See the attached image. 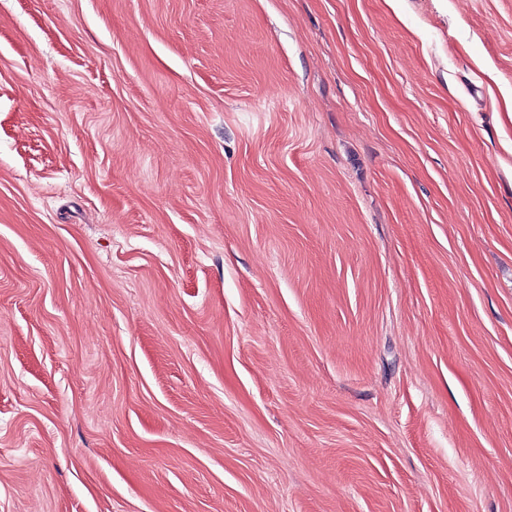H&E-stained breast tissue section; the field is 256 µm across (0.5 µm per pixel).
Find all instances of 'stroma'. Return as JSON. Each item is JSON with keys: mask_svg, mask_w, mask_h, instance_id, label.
<instances>
[{"mask_svg": "<svg viewBox=\"0 0 512 512\" xmlns=\"http://www.w3.org/2000/svg\"><path fill=\"white\" fill-rule=\"evenodd\" d=\"M512 0H0V512H512Z\"/></svg>", "mask_w": 512, "mask_h": 512, "instance_id": "35a3bbf8", "label": "stroma"}]
</instances>
